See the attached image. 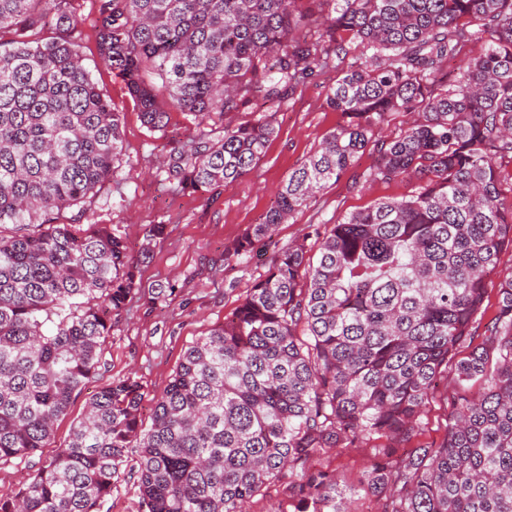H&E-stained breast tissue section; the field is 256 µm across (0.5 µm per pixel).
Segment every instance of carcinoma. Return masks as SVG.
I'll use <instances>...</instances> for the list:
<instances>
[{"instance_id": "1", "label": "carcinoma", "mask_w": 512, "mask_h": 512, "mask_svg": "<svg viewBox=\"0 0 512 512\" xmlns=\"http://www.w3.org/2000/svg\"><path fill=\"white\" fill-rule=\"evenodd\" d=\"M98 2L99 54L153 131L171 109L200 127L336 70L326 104L346 121L225 262L250 258L371 146L364 180L415 191L309 225L188 347L149 427L137 380L100 388L0 512H100L129 448L144 512H246L283 482L295 512H350L351 492L313 461L370 439L386 440L365 477L385 512H512V277L481 342L472 336L485 277L512 249V0ZM314 25L323 43L296 36ZM76 26L69 0H0V226L14 225L0 234V462L46 446L142 290L120 233L53 223L112 180L123 151L121 113L82 63ZM354 43L361 56L345 69ZM476 44L448 76V59ZM396 113L417 119L376 137ZM275 135L266 115L214 128L174 149L169 173L208 192L246 175ZM448 371L459 392L445 435L422 445L424 407Z\"/></svg>"}]
</instances>
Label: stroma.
<instances>
[{"mask_svg": "<svg viewBox=\"0 0 512 512\" xmlns=\"http://www.w3.org/2000/svg\"><path fill=\"white\" fill-rule=\"evenodd\" d=\"M69 6L78 19L72 36L80 45L84 63L123 116V155L111 181L98 195L83 206L62 211L58 221L75 231L90 224L108 225L122 234L135 257L150 225H166L165 236L154 243L149 259L140 265L141 281L146 287L169 282L176 291L163 302L139 295L132 299L103 345L105 366L97 382L73 397L67 414L56 423L50 445L24 463L0 465V498L4 499L17 492L23 475L36 471L67 440L72 425L84 414L89 398L99 387L129 376L137 379L148 394L141 418L150 422L152 397L179 367L188 346L221 325L254 281L268 270L271 252L228 264L224 261L225 247L275 207L278 189L288 173L314 153L324 134L341 121L340 113L325 102L335 73L312 77L283 104L253 106L254 115L271 116L277 134L249 174L206 193L182 190L168 174L169 156L173 147L199 136V127L175 110L170 112L164 131L145 127L120 77L99 56L97 0H69ZM377 160L374 150L360 153L347 175L328 184L287 223L278 225L273 246L300 240L308 225L334 224L375 201L413 194L415 187L406 180L362 181V174ZM454 392L450 378L439 382L425 408L422 443L436 445L442 440ZM371 459L372 447L364 444L344 451L325 450L314 466L335 472L340 486L356 488L352 512H383L382 501L363 487ZM138 467V451L129 449L121 476L100 512H142Z\"/></svg>", "mask_w": 512, "mask_h": 512, "instance_id": "stroma-1", "label": "stroma"}]
</instances>
